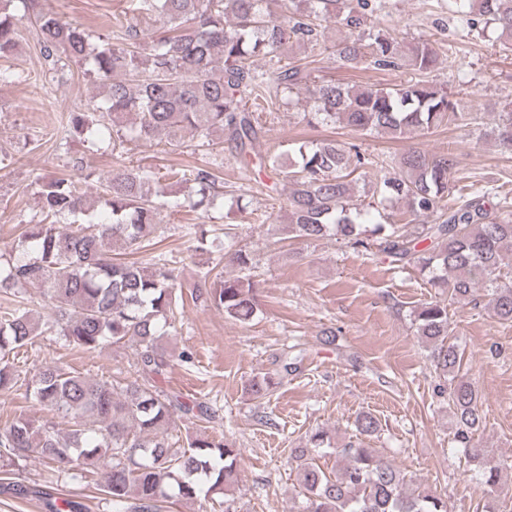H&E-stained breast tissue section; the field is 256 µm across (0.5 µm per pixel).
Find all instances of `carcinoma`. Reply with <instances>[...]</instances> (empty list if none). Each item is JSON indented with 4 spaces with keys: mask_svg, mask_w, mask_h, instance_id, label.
Segmentation results:
<instances>
[{
    "mask_svg": "<svg viewBox=\"0 0 512 512\" xmlns=\"http://www.w3.org/2000/svg\"><path fill=\"white\" fill-rule=\"evenodd\" d=\"M0 0V58L18 44L9 6ZM468 9L472 25L492 28L501 46L512 50V0H448V12ZM382 0H136L133 11L169 26L168 34L146 42L136 18L115 17L121 41H90L89 36L51 13L33 15L41 55L52 82L69 63L88 67L101 97L72 112L64 138L91 147L109 141L151 142L172 147L185 138L203 146L234 144L248 165L263 159L260 150L263 102L280 91L307 89L314 111L308 123H340L359 132L395 138L464 120L458 104L442 88L424 81L393 87H351L315 80L292 63L260 73V57L281 58L293 44H319L333 24L354 34L337 45L345 65L375 68L408 66L426 74L438 64L433 45L404 44L375 30L371 17ZM485 137L512 149V102L506 104ZM292 189L287 199L288 235L305 242L333 238L362 252L384 254L397 269L413 268L447 300L421 304L413 312L417 335L434 372L443 379L454 423V440L488 487L502 480L503 465L475 441L483 425L480 396L466 377L464 350L453 340L448 303L481 304L501 323H512V210L492 207L489 192L453 191L455 154L409 150L392 159L393 174L370 191L385 208L402 202L412 219L403 224L371 219L357 203L354 172L368 166L385 170L354 144L334 139L303 141L293 147ZM180 180L190 184L185 203L208 211L215 206L216 175L195 168ZM168 200L160 178L148 169L128 167L99 182L94 197L69 178L38 183L40 219L21 233L18 255L0 268V290L40 287V301L54 317L44 320L23 304L0 308V394L25 389L44 409L68 420L59 431L48 421L22 414L0 430V472L8 475L35 453L51 469L99 476V490L112 512H158L166 498L205 506L237 482L240 452L231 442L206 432L174 447L173 413L212 422L205 403L182 401L158 386L169 367L162 340L182 299L174 271L152 256L136 261L112 257L116 246L139 254L156 245L161 210ZM66 220L61 231L56 224ZM224 257L238 270L229 277L205 274L196 292L206 293L225 317L249 323L257 310L252 252L235 246L233 228H224ZM54 333L70 345L96 352L134 340L135 371L120 381L90 380L56 365L32 377L10 364L21 350ZM274 379L259 375L250 383L255 399L266 398ZM358 434L378 432L371 413L354 422ZM304 512H448V499L425 487L409 488L406 474L360 439L336 449V471H324L307 449L296 448ZM49 512H81L76 501L45 497Z\"/></svg>",
    "mask_w": 512,
    "mask_h": 512,
    "instance_id": "obj_1",
    "label": "carcinoma"
}]
</instances>
